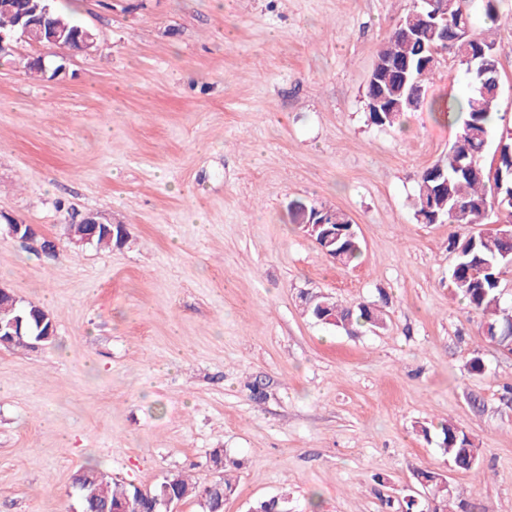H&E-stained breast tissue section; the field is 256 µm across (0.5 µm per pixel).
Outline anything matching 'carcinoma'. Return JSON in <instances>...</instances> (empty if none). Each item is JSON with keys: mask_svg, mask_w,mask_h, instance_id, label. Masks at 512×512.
Returning a JSON list of instances; mask_svg holds the SVG:
<instances>
[{"mask_svg": "<svg viewBox=\"0 0 512 512\" xmlns=\"http://www.w3.org/2000/svg\"><path fill=\"white\" fill-rule=\"evenodd\" d=\"M474 0H418V6L408 13L392 30L378 50V56L392 66L381 72L377 82L367 87V102L381 100L380 111L369 108V119L378 127H393L400 123L407 112L423 107L448 116V105L438 99H427L422 91L435 67L428 65L430 46L448 43L459 47L467 43L465 52L459 54L461 64L472 71V92L459 104L458 111L465 114L455 139L448 148L445 162L426 168L418 188L410 200L413 218L424 223V202L435 200L437 224L481 226L487 223L490 213H505L504 226L489 233L460 238L450 235L449 245L455 253L449 272L452 290L470 309L481 317L482 335L492 341L512 331V307L505 305L500 289L499 275L502 268L512 265V133L502 132L496 146L497 172L503 179L491 177L492 169L483 160L492 139V117L495 113L500 90L497 89L498 55L500 49L475 33L473 27ZM325 212L336 217V223L349 224L350 218L338 208L315 205L294 199L288 203V214L294 225L319 218ZM319 247L336 257L348 267L360 256L359 237H343L335 242L315 235ZM306 313L317 322L341 328L352 333L359 328H379L384 313L374 304L359 303L343 306L330 297L315 299L301 297ZM44 307L9 298L0 299V319L22 321V336L13 343L27 347L36 337L45 334L48 325L40 324L39 316ZM443 453L453 466L464 472H474L478 467L480 448L467 437L464 430L452 422L440 426L436 434ZM94 469H84L77 483L82 512H113L128 502L132 512H156L155 497L163 488L184 501L205 498L203 512H224V499L235 494L236 486L227 476H221L205 486H199L190 476L181 472L170 473L156 485L143 490L129 484L123 485L110 477L106 485L92 480ZM418 477L429 482V494L435 503L433 512H448V480L431 470H423ZM256 512H284L288 509L285 495L258 500L251 505Z\"/></svg>", "mask_w": 512, "mask_h": 512, "instance_id": "1", "label": "carcinoma"}]
</instances>
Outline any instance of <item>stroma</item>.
<instances>
[{"label":"stroma","mask_w":512,"mask_h":512,"mask_svg":"<svg viewBox=\"0 0 512 512\" xmlns=\"http://www.w3.org/2000/svg\"><path fill=\"white\" fill-rule=\"evenodd\" d=\"M56 4L96 51L22 42L0 59V286L56 324L51 342L0 347V512H80L72 481L87 467L204 485L217 449L238 463L224 512L283 492L293 512H397L423 469L464 512H512V354L449 284V236L474 229L409 208L457 127L422 109L380 128L366 108L377 51L416 0ZM484 6L494 129L512 130V0L492 19ZM40 53L49 73L33 79L17 62ZM469 89L441 53L427 97ZM293 199L348 214L354 265L290 223ZM89 212L126 243L73 242L68 224ZM306 290L376 303L386 324L321 325ZM475 352L480 375L464 368ZM448 421L478 446L477 472L415 431Z\"/></svg>","instance_id":"stroma-1"}]
</instances>
